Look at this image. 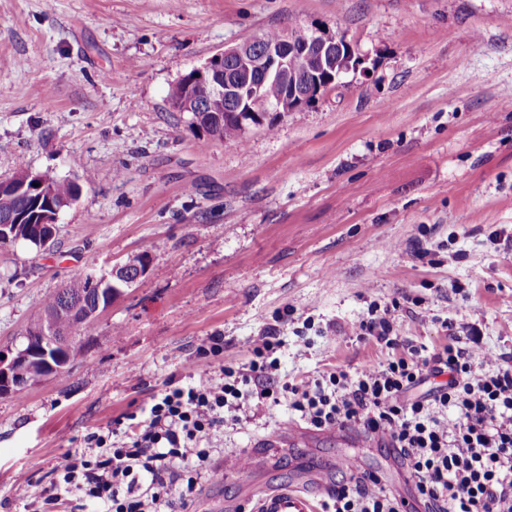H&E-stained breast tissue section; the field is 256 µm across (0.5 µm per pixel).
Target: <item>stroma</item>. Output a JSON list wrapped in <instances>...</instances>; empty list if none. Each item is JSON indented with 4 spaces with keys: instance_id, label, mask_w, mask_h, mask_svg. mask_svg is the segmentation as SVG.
Listing matches in <instances>:
<instances>
[{
    "instance_id": "35a3bbf8",
    "label": "stroma",
    "mask_w": 512,
    "mask_h": 512,
    "mask_svg": "<svg viewBox=\"0 0 512 512\" xmlns=\"http://www.w3.org/2000/svg\"><path fill=\"white\" fill-rule=\"evenodd\" d=\"M297 23L345 34L366 72L233 141L172 109L193 67ZM19 160L80 194L49 248L0 245V346L70 278L143 252L149 270L82 334L67 376L0 397V512H35L87 433L169 377L247 362L272 323L285 380L385 361L352 334L374 300L430 349L442 321L466 335L479 308L483 351L512 353V0H0V177ZM417 242L435 255L414 258ZM215 335L223 356L200 359ZM248 414L205 445L253 464L249 485L228 469L191 512L286 486L322 499L348 458L413 498L377 442L317 431L271 449L299 426L289 400Z\"/></svg>"
}]
</instances>
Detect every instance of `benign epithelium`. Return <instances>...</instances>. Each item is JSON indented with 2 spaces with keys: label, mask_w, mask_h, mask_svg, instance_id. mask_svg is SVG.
<instances>
[{
  "label": "benign epithelium",
  "mask_w": 512,
  "mask_h": 512,
  "mask_svg": "<svg viewBox=\"0 0 512 512\" xmlns=\"http://www.w3.org/2000/svg\"><path fill=\"white\" fill-rule=\"evenodd\" d=\"M311 37L305 44L294 42L285 35L277 42L260 49L257 39L252 38L228 47L214 54L201 66L193 69L198 77L183 84L181 97L171 101L172 107L178 112H200L202 104L196 99L194 85L201 84L210 92V100L222 102L226 92L232 90L224 83V59L230 58L236 63L235 70L239 73L238 82H246L251 94H241L237 111L244 113L240 120L251 125L262 121V115L268 112H292L309 102V96L302 93L301 82H307L315 95L329 88L336 78L350 71L359 69L362 59L357 57L353 47L343 49L340 37L321 28L319 24L308 26ZM315 55L318 59L319 70L309 71L306 77L299 76L294 69L306 57ZM267 81L280 83L284 88L281 98L275 102L261 99L260 89ZM74 201L67 200L52 206V212L46 214V219L40 228L44 232L35 236L29 234L18 224L0 226V242L12 243L25 239L45 248L51 241L59 213ZM148 270V261L138 262L134 259L125 264L112 267L99 282L98 292L105 297L107 305H98L89 314L87 320L95 321L106 311V306L123 294V289L131 286L137 279L144 276ZM82 325L77 324L70 330L57 328L52 321V315H45L41 327L26 333L21 345L0 347V395H7L25 388V369L33 363L54 372L57 366L52 357L58 356V350H69L76 347Z\"/></svg>",
  "instance_id": "7a95c632"
}]
</instances>
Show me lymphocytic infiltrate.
Listing matches in <instances>:
<instances>
[{"mask_svg":"<svg viewBox=\"0 0 512 512\" xmlns=\"http://www.w3.org/2000/svg\"><path fill=\"white\" fill-rule=\"evenodd\" d=\"M383 343L385 361L331 368L295 383L276 378L267 355L279 348L265 327L251 359L202 370L190 382L169 378L144 418L116 419L66 451L38 512H61L73 491L103 512H186L201 483H220L203 438L241 421L249 400L289 398L316 430L354 428L401 462L421 512H512V362L481 354L480 331L434 350L406 343L389 306L374 302L353 328ZM318 512H406L407 502L375 473L348 464Z\"/></svg>","mask_w":512,"mask_h":512,"instance_id":"obj_1","label":"lymphocytic infiltrate"}]
</instances>
